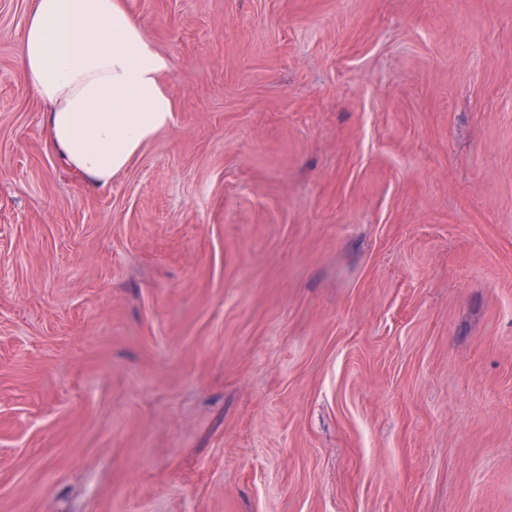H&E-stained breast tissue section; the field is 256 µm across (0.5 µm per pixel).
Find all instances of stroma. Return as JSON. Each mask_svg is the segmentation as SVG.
Masks as SVG:
<instances>
[{"instance_id":"obj_1","label":"stroma","mask_w":512,"mask_h":512,"mask_svg":"<svg viewBox=\"0 0 512 512\" xmlns=\"http://www.w3.org/2000/svg\"><path fill=\"white\" fill-rule=\"evenodd\" d=\"M126 2L98 190L0 0V512H512V0Z\"/></svg>"}]
</instances>
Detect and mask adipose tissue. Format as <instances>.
Wrapping results in <instances>:
<instances>
[{"label":"adipose tissue","mask_w":512,"mask_h":512,"mask_svg":"<svg viewBox=\"0 0 512 512\" xmlns=\"http://www.w3.org/2000/svg\"><path fill=\"white\" fill-rule=\"evenodd\" d=\"M171 72L125 0H31L19 75L44 106L50 149L90 186L110 187L173 123Z\"/></svg>","instance_id":"1"}]
</instances>
